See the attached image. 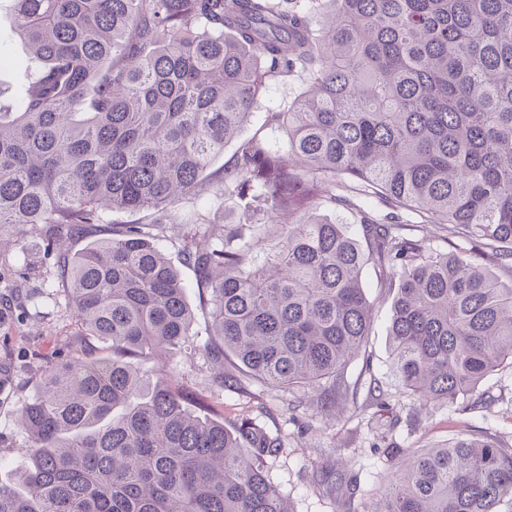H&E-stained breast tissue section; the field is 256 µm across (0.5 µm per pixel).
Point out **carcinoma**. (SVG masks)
I'll return each mask as SVG.
<instances>
[{
  "label": "carcinoma",
  "mask_w": 512,
  "mask_h": 512,
  "mask_svg": "<svg viewBox=\"0 0 512 512\" xmlns=\"http://www.w3.org/2000/svg\"><path fill=\"white\" fill-rule=\"evenodd\" d=\"M13 2L30 56L19 110L0 112V226L46 225L66 304L109 352L65 356L22 406L25 487L0 483V512H291L267 478L279 437L195 414L167 373L134 369L188 343L193 314L144 225L63 248L107 211L163 224L210 188L257 203L221 236H183L207 357L312 389L322 412L370 333L367 266L398 281L392 363L411 398L452 405L512 366V286L489 269L512 267V0ZM297 69L266 133L211 169ZM356 184L392 210L355 208L360 239L313 215L353 205ZM398 211L481 243L487 262L404 234ZM394 451L374 512L512 504V449L471 436ZM302 80L301 73H295V75L271 85L260 98L259 104L254 108L252 115L243 126L239 139H248L260 129L265 112L282 108L291 102L296 96Z\"/></svg>",
  "instance_id": "cac0c4a2"
}]
</instances>
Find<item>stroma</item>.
<instances>
[{"mask_svg": "<svg viewBox=\"0 0 512 512\" xmlns=\"http://www.w3.org/2000/svg\"><path fill=\"white\" fill-rule=\"evenodd\" d=\"M0 43L11 66L0 68V106L19 95L26 77L19 60L28 48L17 33L12 0H0ZM303 80L296 74L270 86L243 126L250 138L266 112L291 102ZM244 203L213 190L200 200H186L171 212L160 247L177 268L194 313V346L176 357L173 384L186 391L187 406L222 417L225 426L239 418L256 419L280 436L284 448L269 461V478L287 498L292 512H371L390 467L383 448H434L463 435L482 436L512 448V367L483 379L456 404L418 405L399 387L391 359L390 324L395 289L365 268L363 282L372 309V329L360 356L348 367L340 391L342 420L326 419L308 401L294 403L290 394L257 385L246 391H216L203 354L208 342L210 308L196 288L194 271L182 260L183 226L205 215L208 227L221 232L243 215ZM8 248L0 252V480L10 482L24 465L26 436L18 412L36 392L45 369L84 344L72 312L60 295L56 273L45 260L44 230L17 224L0 228ZM355 492H348V485Z\"/></svg>", "mask_w": 512, "mask_h": 512, "instance_id": "obj_1", "label": "stroma"}]
</instances>
